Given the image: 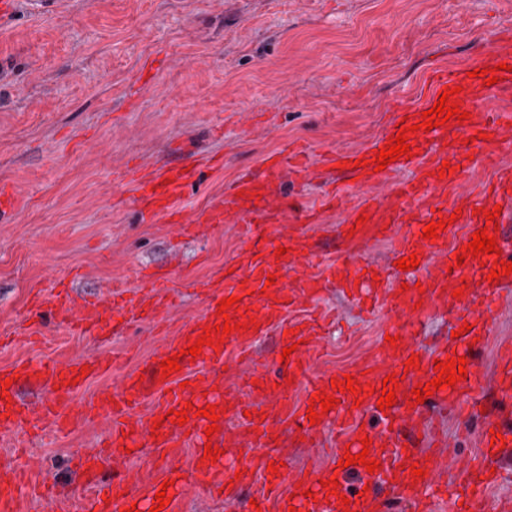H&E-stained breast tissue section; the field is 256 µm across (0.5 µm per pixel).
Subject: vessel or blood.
Segmentation results:
<instances>
[{
    "mask_svg": "<svg viewBox=\"0 0 512 512\" xmlns=\"http://www.w3.org/2000/svg\"><path fill=\"white\" fill-rule=\"evenodd\" d=\"M500 49L484 57L480 65L491 68L507 64L501 82L484 85L482 78H469L466 68H437L426 78L420 104H397L396 120L384 136L360 149L330 148L323 163L341 172L334 193L321 197L315 205L293 212L284 186L288 177L299 180L314 174L309 155L290 143L266 157L261 169L241 175L232 185L228 200H214L200 212V224L224 223L235 214L245 224L250 243L243 262L225 268L221 282L201 291L199 313L185 322L177 336L155 349L141 367L127 372L121 388L97 394L83 403H75L78 385L108 374L115 361L101 355L89 362L79 360H19L0 370V378L20 376L22 382L36 388L50 387L51 395L37 406L28 407L18 399L0 400V435L34 431L49 425L60 430L98 418L107 422L112 434L100 452L80 458L79 466L88 476L78 498V512H125L137 506L149 512L154 498L140 499L134 492L136 473L119 471L128 450L159 448L164 467L176 482L167 495L179 499L196 487L221 492L238 512H256L277 501L296 512H336L338 495L355 503L359 512H445L449 478H456L466 503L485 497L497 485L500 473L492 469L494 458L490 432H482L481 455L463 456L458 439L432 435L431 428L443 412L458 415L462 425L474 418L476 404L492 405L498 414L507 415L508 424L499 426L505 447H512V345L498 355L497 382L487 387L482 375L468 372L455 387L444 388L416 403L413 389L434 379L435 361L449 357L479 356L486 347L489 323L504 305H512L507 286L512 274L489 282L496 261L512 262V244L500 242V257L482 256L456 262L454 255L464 252L478 229L484 228V216L490 205L501 208L500 221L512 220V110L475 112L464 122L420 130L423 111L433 107L443 91L459 88L458 102L468 105L512 90V51L506 47L512 34L499 33ZM419 128L409 135L413 155L399 158L380 172L370 167L390 138L396 137L401 119ZM452 170L441 173L443 163ZM219 158L186 167L173 165L151 177L129 169L135 184V201L141 215L162 216L179 230L190 226L175 206L186 189L199 179L203 168L221 166ZM416 167L415 179L399 182L397 170ZM486 170V177H475L474 167ZM340 209L346 214L336 231V255L319 258L311 247L324 212ZM366 223H359V216ZM449 221L437 238L423 239L424 228L439 218ZM386 241L396 258L417 255V268L407 271L401 287L389 284L390 274L363 260L370 243ZM286 255H278L279 247ZM341 288L357 304L380 311L386 320L387 339L377 341L372 361L351 368L366 394L361 406H354L353 394L336 391L333 379L346 372L324 366L316 357V302L328 287ZM175 289L171 280L153 272L141 273L136 284L112 290V324L158 323L173 305ZM235 296V313L243 330L224 336L221 344L203 347L196 359L183 356L182 350L201 336L204 327L220 323L217 309L222 299ZM63 330L90 334L100 329L103 314L97 302H76L68 289H59L49 300ZM444 314L448 317L449 338L432 353L418 355V366L406 369L411 355H417L415 342L426 319ZM275 334L291 354L284 370L270 375L268 365L256 361L247 370L232 377L224 375L228 352L250 357L257 338ZM179 355L180 370L163 376L160 363ZM398 381L397 402L379 410V387L388 375ZM297 390V405L287 403L289 391ZM339 397L340 402L322 414L319 424H311L307 409L319 391ZM189 419L184 425L166 421L165 413L184 409ZM225 407L235 425H220L213 437L205 431L211 420L198 416L197 408L207 405ZM185 410V409H184ZM375 412L378 425L369 424L367 412ZM336 428L337 455L367 452L380 462V469L368 472L361 465L338 471L335 495H328L315 471L285 467L272 473L268 465L276 436L281 431L304 439L311 452H318L319 434L324 426ZM160 436H153V429ZM370 438V450H363L362 438ZM233 448L241 457L240 466L225 460L204 457L205 445ZM112 469L108 484H101L99 473ZM260 476L262 490L255 496L244 495L237 469ZM422 469L424 479L414 480L413 469ZM22 473L13 467L0 469V512H19ZM312 497H305V490Z\"/></svg>",
    "mask_w": 512,
    "mask_h": 512,
    "instance_id": "b4317fda",
    "label": "vessel or blood"
}]
</instances>
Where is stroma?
Listing matches in <instances>:
<instances>
[{"mask_svg":"<svg viewBox=\"0 0 512 512\" xmlns=\"http://www.w3.org/2000/svg\"><path fill=\"white\" fill-rule=\"evenodd\" d=\"M512 28L502 0H16L0 25V183L24 205L0 220V369L14 361L79 360L119 352L114 373L90 380L83 402L119 384L159 338L145 325L77 336L41 307L42 334L16 340L30 292L72 278L82 296L133 286L153 267L205 281L238 262L246 243L228 220L191 237L144 222L127 166L152 173L219 155L176 206L193 216L284 142L312 153L361 148L383 135L395 101H413L428 67L467 65ZM328 357L380 337L381 316L336 289ZM103 422L72 431L0 436V460L33 464L38 479L80 492L73 465L106 437Z\"/></svg>","mask_w":512,"mask_h":512,"instance_id":"obj_1","label":"stroma"}]
</instances>
